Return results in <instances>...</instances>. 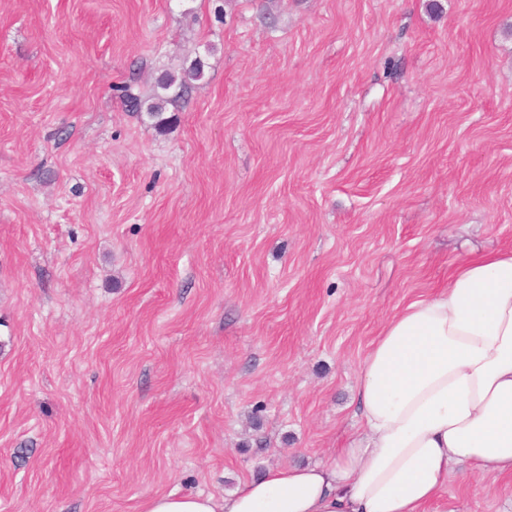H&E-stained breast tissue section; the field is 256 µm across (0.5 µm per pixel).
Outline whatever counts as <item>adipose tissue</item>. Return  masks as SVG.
I'll return each mask as SVG.
<instances>
[{
    "label": "adipose tissue",
    "instance_id": "obj_1",
    "mask_svg": "<svg viewBox=\"0 0 512 512\" xmlns=\"http://www.w3.org/2000/svg\"><path fill=\"white\" fill-rule=\"evenodd\" d=\"M362 432L328 462L142 512H425L463 464L512 477V252L473 256L383 327L356 390Z\"/></svg>",
    "mask_w": 512,
    "mask_h": 512
}]
</instances>
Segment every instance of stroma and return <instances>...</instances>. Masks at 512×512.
<instances>
[{
    "label": "stroma",
    "instance_id": "obj_1",
    "mask_svg": "<svg viewBox=\"0 0 512 512\" xmlns=\"http://www.w3.org/2000/svg\"><path fill=\"white\" fill-rule=\"evenodd\" d=\"M439 3L0 0V512L220 496L359 432L382 327L512 251V0ZM197 58L166 130L126 111Z\"/></svg>",
    "mask_w": 512,
    "mask_h": 512
}]
</instances>
